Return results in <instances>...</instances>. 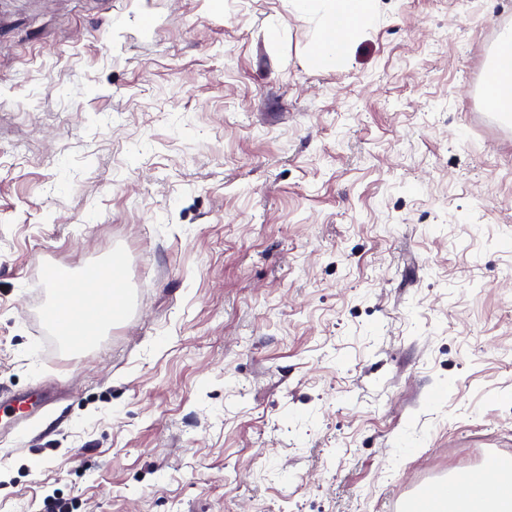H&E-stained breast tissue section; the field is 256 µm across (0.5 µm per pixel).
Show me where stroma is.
<instances>
[{"instance_id": "obj_1", "label": "stroma", "mask_w": 512, "mask_h": 512, "mask_svg": "<svg viewBox=\"0 0 512 512\" xmlns=\"http://www.w3.org/2000/svg\"><path fill=\"white\" fill-rule=\"evenodd\" d=\"M0 0V512H397L512 453V0ZM123 264L45 345L44 262ZM296 13L322 14L321 36L309 54L312 67L344 60L357 34L374 19L373 0H293ZM486 105L491 112L512 113V30L503 35L487 78ZM112 279L113 285H121L123 283V272L121 266L114 265L112 271L108 274H97L93 271L89 274L84 282V287L80 291H65L59 293L58 301H61V305L56 306L59 309V314L62 323L57 319L48 316V323L50 325L49 330L45 331L46 338L52 345V348L65 349L70 351H78L83 349L87 343L91 340L90 335L71 337L67 336V331L63 327L68 329L72 336L79 335L77 333H90L92 331L91 323L103 320V319H114L116 309L123 306V288H117L115 290L107 291L110 296V305L107 309H100L96 306V303L91 300V303L82 310L76 311L68 309L62 305H68L75 308L81 307L82 294L87 291L96 290L98 288H106L108 281ZM112 310L107 315H102L108 309Z\"/></svg>"}]
</instances>
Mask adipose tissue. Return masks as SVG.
Segmentation results:
<instances>
[{
    "mask_svg": "<svg viewBox=\"0 0 512 512\" xmlns=\"http://www.w3.org/2000/svg\"><path fill=\"white\" fill-rule=\"evenodd\" d=\"M296 13H321V36L309 54V63L321 67L344 60L357 34L374 19L373 0H293ZM486 105L490 111L512 113V30L504 34L487 78ZM512 512V483L489 469L482 490L466 497V512H487V503Z\"/></svg>",
    "mask_w": 512,
    "mask_h": 512,
    "instance_id": "adipose-tissue-1",
    "label": "adipose tissue"
}]
</instances>
